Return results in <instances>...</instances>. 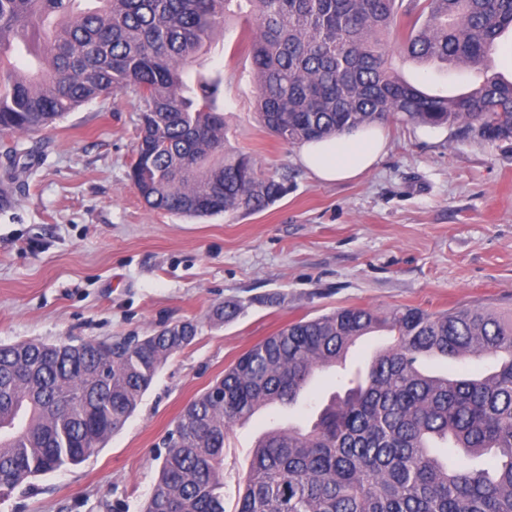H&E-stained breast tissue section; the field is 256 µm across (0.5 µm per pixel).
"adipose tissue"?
<instances>
[{
    "instance_id": "obj_1",
    "label": "adipose tissue",
    "mask_w": 512,
    "mask_h": 512,
    "mask_svg": "<svg viewBox=\"0 0 512 512\" xmlns=\"http://www.w3.org/2000/svg\"><path fill=\"white\" fill-rule=\"evenodd\" d=\"M386 145L381 127L372 124L320 141L302 143L297 160L320 181L350 180L370 170Z\"/></svg>"
}]
</instances>
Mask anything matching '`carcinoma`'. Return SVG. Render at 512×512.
Wrapping results in <instances>:
<instances>
[{
	"label": "carcinoma",
	"mask_w": 512,
	"mask_h": 512,
	"mask_svg": "<svg viewBox=\"0 0 512 512\" xmlns=\"http://www.w3.org/2000/svg\"><path fill=\"white\" fill-rule=\"evenodd\" d=\"M0 0V136L30 134L100 97L139 96L130 179L151 208L195 217L258 213L288 193L252 155L226 148L217 108L224 78L186 69L233 12L249 24L263 127L298 145L390 120L464 124L512 139V80L492 53L512 31V0ZM36 70L10 61L16 46ZM481 69L463 94H429L389 56ZM239 302L214 310L229 322ZM394 342L316 420L257 441L236 512H512V315L482 307L387 313L341 307L257 342L190 401L144 512H224V438L278 399L295 407L303 381L331 369L360 337ZM198 333L178 322L138 336L0 344V496L76 465L118 431L159 367ZM488 356L466 375H430L424 356ZM109 366L107 376L101 368ZM492 454L496 462L471 461Z\"/></svg>",
	"instance_id": "1"
}]
</instances>
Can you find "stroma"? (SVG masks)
I'll return each instance as SVG.
<instances>
[{"instance_id":"stroma-1","label":"stroma","mask_w":512,"mask_h":512,"mask_svg":"<svg viewBox=\"0 0 512 512\" xmlns=\"http://www.w3.org/2000/svg\"><path fill=\"white\" fill-rule=\"evenodd\" d=\"M392 63L428 92L471 86L461 66L438 72L397 55ZM192 70L224 76L218 105L229 147L286 175L287 195L264 211L191 218L149 208L129 178L141 109L129 90L40 134L0 137V179L5 147L17 142L28 153L12 204L0 207V344L198 326L121 430L82 463L0 498V512H142L183 408L289 322L347 306L512 310V140L490 143L459 125L388 123L387 152L371 171L323 183L257 121L244 20L230 19ZM227 301L244 313L213 320ZM342 389L335 372L316 374L295 408L269 407L230 428L224 512L237 508V480L258 437L310 426Z\"/></svg>"}]
</instances>
